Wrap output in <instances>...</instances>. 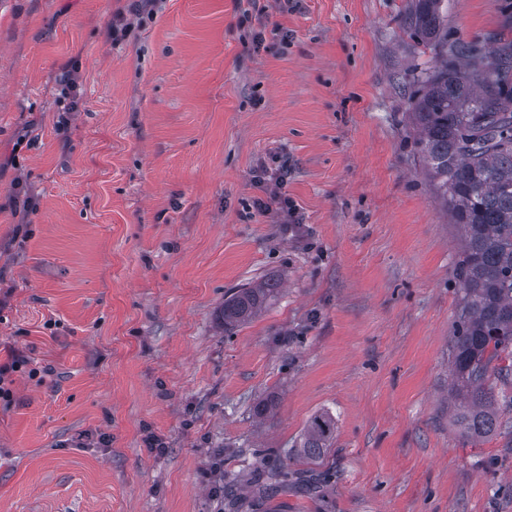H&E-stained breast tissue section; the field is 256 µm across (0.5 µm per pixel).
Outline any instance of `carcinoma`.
<instances>
[{
	"label": "carcinoma",
	"instance_id": "carcinoma-1",
	"mask_svg": "<svg viewBox=\"0 0 512 512\" xmlns=\"http://www.w3.org/2000/svg\"><path fill=\"white\" fill-rule=\"evenodd\" d=\"M446 0H414L409 32L439 44V58L410 97L415 144L425 170L450 207L462 238L459 314L450 347L453 422L482 438L498 427L493 381L512 382V41L492 54L483 46L448 42ZM280 282L265 279L224 299L220 317L234 327L255 316ZM336 420L315 415L299 448L310 461L331 447ZM261 489L275 494L317 480L285 469L257 470Z\"/></svg>",
	"mask_w": 512,
	"mask_h": 512
}]
</instances>
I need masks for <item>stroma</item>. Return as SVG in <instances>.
<instances>
[{"label": "stroma", "mask_w": 512, "mask_h": 512, "mask_svg": "<svg viewBox=\"0 0 512 512\" xmlns=\"http://www.w3.org/2000/svg\"><path fill=\"white\" fill-rule=\"evenodd\" d=\"M413 5L160 0L116 43L119 0H0V363L27 360L0 512H225L261 466L321 479L267 512H512V408L484 438L452 423L460 244L414 146L437 56ZM447 24L512 40V0H448ZM282 163L298 224L254 205ZM280 287L277 279H265L250 288H242L224 299L220 317L224 326L234 327L255 316ZM336 420L329 413L315 415L307 425L299 448L300 455L310 461L322 459L331 447Z\"/></svg>", "instance_id": "obj_1"}]
</instances>
